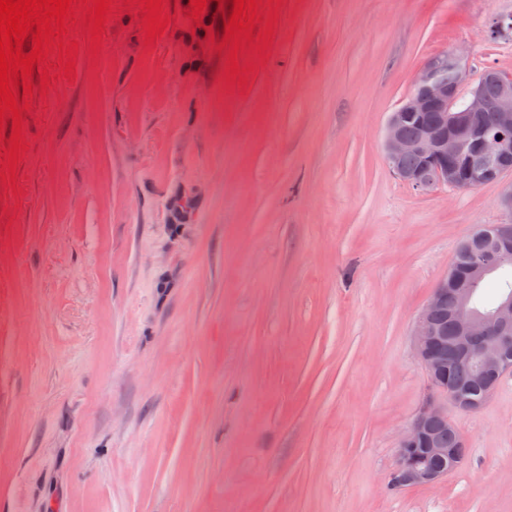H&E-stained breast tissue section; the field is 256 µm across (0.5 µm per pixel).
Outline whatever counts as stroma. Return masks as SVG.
Wrapping results in <instances>:
<instances>
[{"instance_id":"obj_1","label":"stroma","mask_w":512,"mask_h":512,"mask_svg":"<svg viewBox=\"0 0 512 512\" xmlns=\"http://www.w3.org/2000/svg\"><path fill=\"white\" fill-rule=\"evenodd\" d=\"M112 0L0 182V512H512V373L447 405L464 463L395 488L420 310L512 175L415 189L383 135L432 56L512 73V0H281L226 83L231 0Z\"/></svg>"}]
</instances>
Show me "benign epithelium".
<instances>
[{"mask_svg": "<svg viewBox=\"0 0 512 512\" xmlns=\"http://www.w3.org/2000/svg\"><path fill=\"white\" fill-rule=\"evenodd\" d=\"M453 73V80L445 77ZM497 87L495 99L486 94V84ZM419 119L414 137L403 132L405 122ZM384 155L388 167L404 183L427 189L446 184L455 189H477L496 183L512 173V78L496 69L486 70L478 82L467 85L466 67L459 51L431 58L418 76L414 90L390 113ZM419 159L415 168L402 161ZM463 246L469 262L451 265L421 310L413 333V351L429 377L435 395L426 400L404 432L398 449L393 482L400 486L439 483L459 468L460 449L441 448L431 424L448 422L439 400L446 399L460 410L475 411L477 402L466 398V390L454 378V368L465 366L487 400L497 380L512 371V293H505L483 314L474 308L475 286L486 275L512 261V222L479 227ZM454 293L450 313L458 326L453 337L456 357L450 362L440 349L448 336L438 325L448 293Z\"/></svg>", "mask_w": 512, "mask_h": 512, "instance_id": "obj_1", "label": "benign epithelium"}]
</instances>
